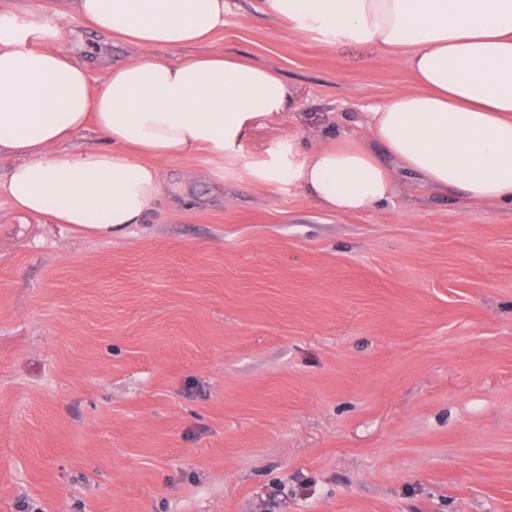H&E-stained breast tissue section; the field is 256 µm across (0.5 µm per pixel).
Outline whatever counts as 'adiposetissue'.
<instances>
[{"label": "adipose tissue", "mask_w": 512, "mask_h": 512, "mask_svg": "<svg viewBox=\"0 0 512 512\" xmlns=\"http://www.w3.org/2000/svg\"><path fill=\"white\" fill-rule=\"evenodd\" d=\"M227 0H76L83 26L142 47L94 85L65 31L30 10L0 22V154L14 164L0 194L33 215L109 236L146 221L164 191L160 161L204 155L223 165L254 121L284 113L279 72L208 50ZM259 14L333 46L403 51L417 86L370 107L366 139L350 135L300 161L251 160L255 179L282 175L320 207L361 212L390 199L393 167L422 188L512 205V0H257ZM199 47L174 62L154 48ZM94 126L104 146L59 150Z\"/></svg>", "instance_id": "adipose-tissue-1"}]
</instances>
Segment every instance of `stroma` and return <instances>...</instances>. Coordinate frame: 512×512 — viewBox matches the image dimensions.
<instances>
[{"label": "stroma", "instance_id": "obj_1", "mask_svg": "<svg viewBox=\"0 0 512 512\" xmlns=\"http://www.w3.org/2000/svg\"><path fill=\"white\" fill-rule=\"evenodd\" d=\"M229 3L213 49L291 99L223 175L162 162L148 222L109 238L0 197V512H512V207L399 171L342 214L254 180L415 82ZM65 6L0 0L60 16L103 79L131 47ZM246 167L251 176L265 183L279 181L284 171L282 164L276 160H250Z\"/></svg>", "mask_w": 512, "mask_h": 512}]
</instances>
